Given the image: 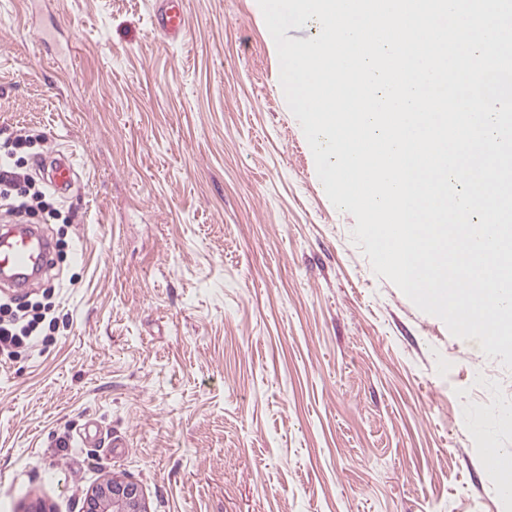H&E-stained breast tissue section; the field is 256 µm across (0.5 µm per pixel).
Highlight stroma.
Here are the masks:
<instances>
[{
  "instance_id": "1",
  "label": "stroma",
  "mask_w": 512,
  "mask_h": 512,
  "mask_svg": "<svg viewBox=\"0 0 512 512\" xmlns=\"http://www.w3.org/2000/svg\"><path fill=\"white\" fill-rule=\"evenodd\" d=\"M158 5L0 0V143L75 165L23 217L60 247L46 341L0 359V512L109 473L150 512H505L512 370L353 243L257 0H184L175 41ZM491 475L495 478L498 487L508 505H512V452L501 450L499 463L494 467H489ZM511 488V490H510Z\"/></svg>"
}]
</instances>
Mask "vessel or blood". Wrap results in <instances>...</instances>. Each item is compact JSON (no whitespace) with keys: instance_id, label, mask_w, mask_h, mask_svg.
<instances>
[{"instance_id":"vessel-or-blood-1","label":"vessel or blood","mask_w":512,"mask_h":512,"mask_svg":"<svg viewBox=\"0 0 512 512\" xmlns=\"http://www.w3.org/2000/svg\"><path fill=\"white\" fill-rule=\"evenodd\" d=\"M161 32L170 39L181 36L186 27L183 0H164L158 17ZM74 173V163L59 158L51 167L50 184L66 189ZM51 245L44 234L31 225H14L0 232V283L11 288L26 287L45 271Z\"/></svg>"}]
</instances>
